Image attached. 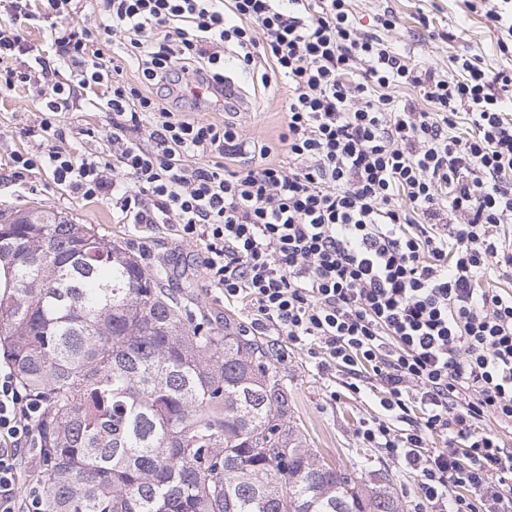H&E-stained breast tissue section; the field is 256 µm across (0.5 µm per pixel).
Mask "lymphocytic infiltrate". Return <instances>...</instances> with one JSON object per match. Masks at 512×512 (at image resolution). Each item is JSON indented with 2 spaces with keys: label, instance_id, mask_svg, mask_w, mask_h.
I'll return each mask as SVG.
<instances>
[{
  "label": "lymphocytic infiltrate",
  "instance_id": "1",
  "mask_svg": "<svg viewBox=\"0 0 512 512\" xmlns=\"http://www.w3.org/2000/svg\"><path fill=\"white\" fill-rule=\"evenodd\" d=\"M79 2L0 0V95L32 85L43 105L14 166L109 201L135 232L176 225L207 283L250 303L253 332L316 346L317 371L351 392L375 380L382 411L357 436L417 472L414 512L512 504V448L480 426H512V289L487 285L512 267V68L421 66L386 40L392 11L364 32L353 0H96L95 25ZM105 32L121 37L112 65ZM228 43L242 71L287 87V164L237 123L195 117L224 104ZM80 103L111 112L107 153L59 146ZM43 412L0 366V512H41L19 486Z\"/></svg>",
  "mask_w": 512,
  "mask_h": 512
}]
</instances>
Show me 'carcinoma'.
Wrapping results in <instances>:
<instances>
[{
	"instance_id": "cac0c4a2",
	"label": "carcinoma",
	"mask_w": 512,
	"mask_h": 512,
	"mask_svg": "<svg viewBox=\"0 0 512 512\" xmlns=\"http://www.w3.org/2000/svg\"><path fill=\"white\" fill-rule=\"evenodd\" d=\"M17 214L0 226V354L45 406L42 512H399L305 446L266 343L198 321L163 268L93 225Z\"/></svg>"
}]
</instances>
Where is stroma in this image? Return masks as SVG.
Here are the masks:
<instances>
[{"instance_id":"35a3bbf8","label":"stroma","mask_w":512,"mask_h":512,"mask_svg":"<svg viewBox=\"0 0 512 512\" xmlns=\"http://www.w3.org/2000/svg\"><path fill=\"white\" fill-rule=\"evenodd\" d=\"M386 9L396 17V28L387 33V40L417 63L446 71L451 56L468 53L478 55L488 68L512 65L499 50L500 30L484 12L471 11L467 0H357L360 28L370 30L375 15ZM284 93V88L274 85L261 87L232 115L214 108L201 111L200 117L216 123L229 117L245 138L273 141L285 122ZM39 109L40 101L28 87L0 99V210L40 206L94 225L101 234L123 242L143 263H167L170 287L191 295L199 316L216 323L227 317L244 322L246 312L241 305L225 304L219 291L207 286L198 246L179 239L175 226L160 224L135 235L111 203L76 197L45 173L15 176L11 157L30 149L23 130L35 123ZM111 131L112 115L100 107L86 105L65 118L68 143L86 149H103ZM269 342L279 350L278 369L288 384V419L302 430L319 459L335 468L360 465L371 479H388L399 512H413L421 496L416 476L381 451L364 447L356 435L363 419L376 415L377 399L345 389L337 399H330L328 381L317 372L307 349L283 348L278 336L270 337Z\"/></svg>"}]
</instances>
